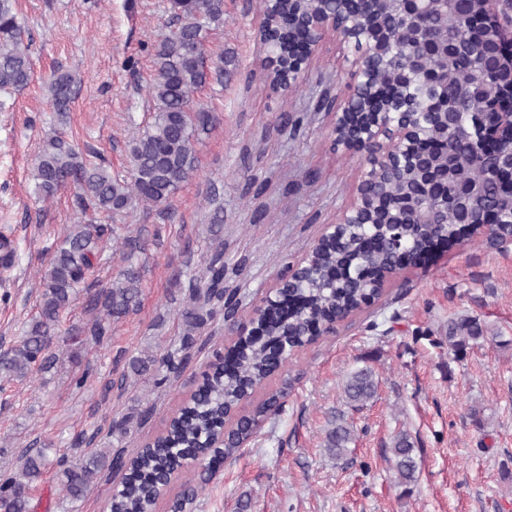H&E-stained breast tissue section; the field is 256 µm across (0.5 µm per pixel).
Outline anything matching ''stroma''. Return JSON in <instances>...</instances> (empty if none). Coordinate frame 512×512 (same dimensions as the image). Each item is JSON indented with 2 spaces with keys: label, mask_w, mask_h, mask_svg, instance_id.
Wrapping results in <instances>:
<instances>
[{
  "label": "stroma",
  "mask_w": 512,
  "mask_h": 512,
  "mask_svg": "<svg viewBox=\"0 0 512 512\" xmlns=\"http://www.w3.org/2000/svg\"><path fill=\"white\" fill-rule=\"evenodd\" d=\"M19 9L32 37L33 78L0 95V240L14 252L0 267V353L34 315L39 271L76 220L73 189L44 202L31 175L52 120L46 83L59 69L75 75L69 135L95 148L112 174L128 175L131 142L152 116L153 47L173 27L168 0H19ZM259 15L257 0L224 2V29L211 47L233 55L232 74L195 96L217 122L197 147L196 176L172 200L174 219L141 205L116 218L119 235L144 246L139 311L98 343L74 333L92 317L78 299L59 327L54 368L0 385V474L16 471L33 441L54 443L31 491L32 512H106L121 480L109 469L82 501L63 498L56 473L74 461L73 439L95 435L88 456L138 448L230 343L217 306L179 375L162 366L131 373L133 358L147 349L165 355L185 327L179 311L188 290L174 276L186 266L201 270L211 252L210 191L224 206V285L238 289L243 320L353 201L366 155L337 147L335 113L316 108L323 93H345L353 46L326 36L297 90L276 94L262 82ZM284 111L301 117L296 132L278 130ZM463 315L479 318L487 337L457 359L446 336L449 320ZM364 367L374 370L378 391L357 408L346 403L343 382ZM276 381L287 388L280 413L210 478L193 512H512V245L469 243L393 280L377 304L292 356ZM339 414L355 438L337 460L324 438ZM121 418L126 435L111 434ZM403 430L417 448L420 475L410 485L391 463Z\"/></svg>",
  "instance_id": "35a3bbf8"
}]
</instances>
